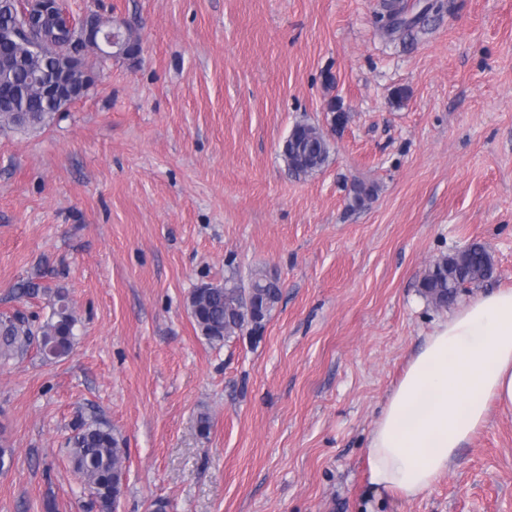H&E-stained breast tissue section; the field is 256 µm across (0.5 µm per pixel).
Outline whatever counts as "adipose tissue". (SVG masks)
Wrapping results in <instances>:
<instances>
[{
  "instance_id": "obj_1",
  "label": "adipose tissue",
  "mask_w": 512,
  "mask_h": 512,
  "mask_svg": "<svg viewBox=\"0 0 512 512\" xmlns=\"http://www.w3.org/2000/svg\"><path fill=\"white\" fill-rule=\"evenodd\" d=\"M512 411V289L442 320L410 359L371 431L369 483L415 500L445 476L490 410Z\"/></svg>"
}]
</instances>
